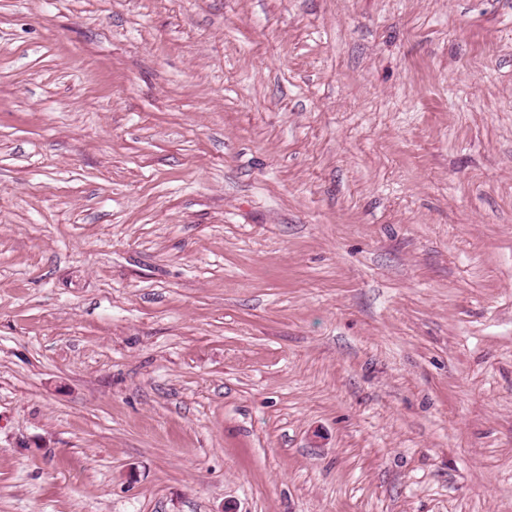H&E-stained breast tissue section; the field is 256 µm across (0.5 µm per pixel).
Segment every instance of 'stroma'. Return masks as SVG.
I'll return each instance as SVG.
<instances>
[{"mask_svg": "<svg viewBox=\"0 0 512 512\" xmlns=\"http://www.w3.org/2000/svg\"><path fill=\"white\" fill-rule=\"evenodd\" d=\"M0 512H512V0H0Z\"/></svg>", "mask_w": 512, "mask_h": 512, "instance_id": "stroma-1", "label": "stroma"}]
</instances>
